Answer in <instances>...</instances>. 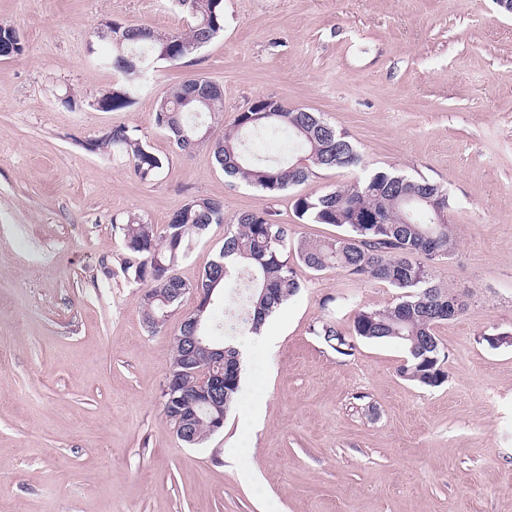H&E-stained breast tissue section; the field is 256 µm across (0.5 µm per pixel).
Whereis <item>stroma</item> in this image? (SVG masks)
I'll return each instance as SVG.
<instances>
[{
    "instance_id": "1",
    "label": "stroma",
    "mask_w": 512,
    "mask_h": 512,
    "mask_svg": "<svg viewBox=\"0 0 512 512\" xmlns=\"http://www.w3.org/2000/svg\"><path fill=\"white\" fill-rule=\"evenodd\" d=\"M224 13L219 37L105 112L88 101L118 77L93 30H185L171 0H0V25L25 45L0 58V512H512V346L486 341L512 332V14L496 0H224ZM194 76L220 85L228 119L260 96L321 113L366 168L321 169L274 197L230 181L208 148L184 154L154 124L157 100ZM118 125L164 158L155 180L84 149ZM389 167L455 204L456 252L429 263L471 294L436 328L445 382L401 377L396 341L336 353L313 325L349 330L357 307L397 291L299 264L300 292L263 329L271 343L233 338L254 387L205 443L180 441L161 391L196 298L148 331L117 218L162 227L190 198L220 200L223 223L175 267L193 283L239 214L331 237L300 223L297 196Z\"/></svg>"
}]
</instances>
